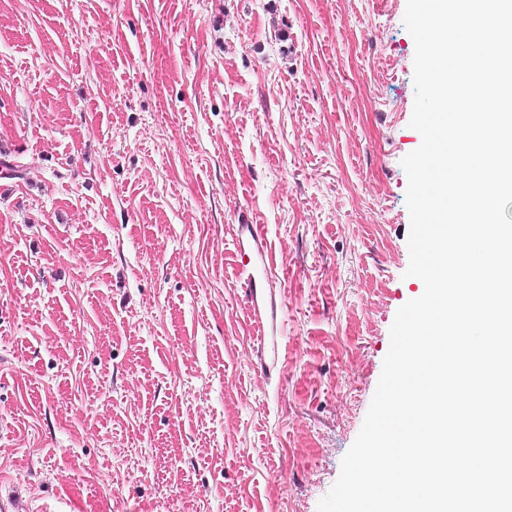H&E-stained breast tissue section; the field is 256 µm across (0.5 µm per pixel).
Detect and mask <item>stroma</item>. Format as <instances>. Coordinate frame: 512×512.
Listing matches in <instances>:
<instances>
[{
  "label": "stroma",
  "instance_id": "stroma-1",
  "mask_svg": "<svg viewBox=\"0 0 512 512\" xmlns=\"http://www.w3.org/2000/svg\"><path fill=\"white\" fill-rule=\"evenodd\" d=\"M406 0H0V501L317 512L406 277ZM275 265L269 370L234 227Z\"/></svg>",
  "mask_w": 512,
  "mask_h": 512
}]
</instances>
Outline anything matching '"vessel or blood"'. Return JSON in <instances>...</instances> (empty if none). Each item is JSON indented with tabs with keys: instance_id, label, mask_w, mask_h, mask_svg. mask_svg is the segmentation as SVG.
<instances>
[{
	"instance_id": "1",
	"label": "vessel or blood",
	"mask_w": 512,
	"mask_h": 512,
	"mask_svg": "<svg viewBox=\"0 0 512 512\" xmlns=\"http://www.w3.org/2000/svg\"><path fill=\"white\" fill-rule=\"evenodd\" d=\"M236 249L246 259L243 270L245 305L259 328L262 344H272L277 329L276 311L270 300L274 279L268 248L256 225H239Z\"/></svg>"
}]
</instances>
